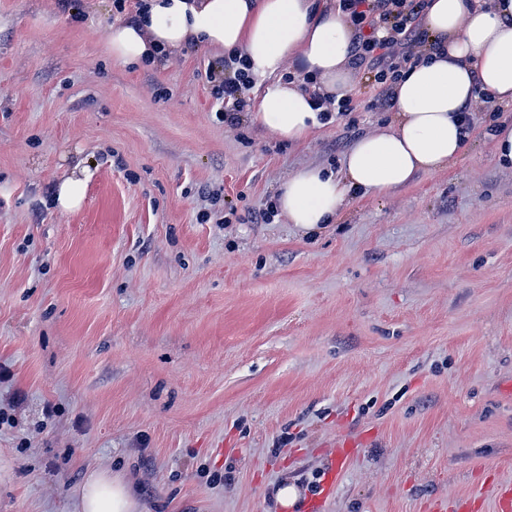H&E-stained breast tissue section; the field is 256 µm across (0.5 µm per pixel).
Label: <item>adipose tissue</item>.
I'll use <instances>...</instances> for the list:
<instances>
[{
  "instance_id": "obj_1",
  "label": "adipose tissue",
  "mask_w": 512,
  "mask_h": 512,
  "mask_svg": "<svg viewBox=\"0 0 512 512\" xmlns=\"http://www.w3.org/2000/svg\"><path fill=\"white\" fill-rule=\"evenodd\" d=\"M425 25L442 37L446 54L409 70L398 81L394 123L365 134L345 151L340 172L307 167L289 175L276 206L302 233L326 228L352 195L382 196L422 173L457 159L470 136L464 105L477 93L512 101V0L485 11L472 0H431ZM109 51L124 64L157 62L190 46L234 52L267 84L250 117L278 138L304 141L324 115L299 82L278 79L289 62L302 63L328 95L351 91V31L334 8L315 0H146L138 20L112 25ZM75 512H148L128 476L87 473Z\"/></svg>"
}]
</instances>
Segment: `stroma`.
I'll list each match as a JSON object with an SVG mask.
<instances>
[{
  "mask_svg": "<svg viewBox=\"0 0 512 512\" xmlns=\"http://www.w3.org/2000/svg\"><path fill=\"white\" fill-rule=\"evenodd\" d=\"M112 2L0 0V512H73L95 468L149 512H271L284 482L295 512H500L512 168L489 114L322 231L265 224L289 174L339 168L394 112L301 143L225 126L197 75L223 53L118 63ZM83 178H67L59 186L55 203L62 210L78 209L85 198L86 180L88 178L87 170L82 169Z\"/></svg>",
  "mask_w": 512,
  "mask_h": 512,
  "instance_id": "35a3bbf8",
  "label": "stroma"
}]
</instances>
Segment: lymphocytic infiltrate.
Masks as SVG:
<instances>
[{
  "mask_svg": "<svg viewBox=\"0 0 512 512\" xmlns=\"http://www.w3.org/2000/svg\"><path fill=\"white\" fill-rule=\"evenodd\" d=\"M430 0H333L338 14L352 30L351 62L363 69L375 93L367 109L387 111L393 107L395 86L405 72L439 50L425 28ZM205 78L228 126L238 127L243 112L250 109L254 79L244 59L225 56L208 65Z\"/></svg>",
  "mask_w": 512,
  "mask_h": 512,
  "instance_id": "lymphocytic-infiltrate-1",
  "label": "lymphocytic infiltrate"
}]
</instances>
